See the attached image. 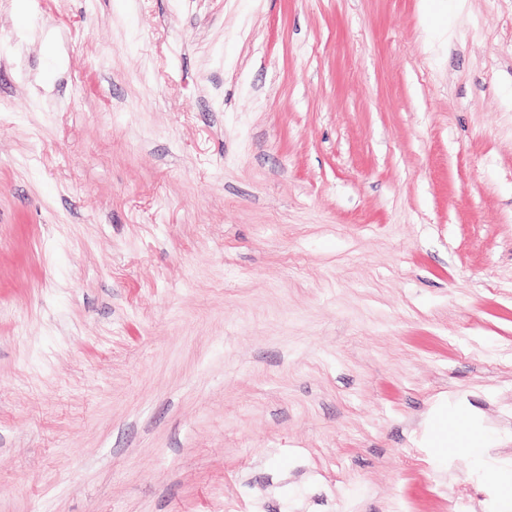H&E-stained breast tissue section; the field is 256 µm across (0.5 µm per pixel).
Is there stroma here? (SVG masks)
<instances>
[{
	"label": "stroma",
	"instance_id": "stroma-1",
	"mask_svg": "<svg viewBox=\"0 0 512 512\" xmlns=\"http://www.w3.org/2000/svg\"><path fill=\"white\" fill-rule=\"evenodd\" d=\"M511 471L512 0H0V512Z\"/></svg>",
	"mask_w": 512,
	"mask_h": 512
}]
</instances>
